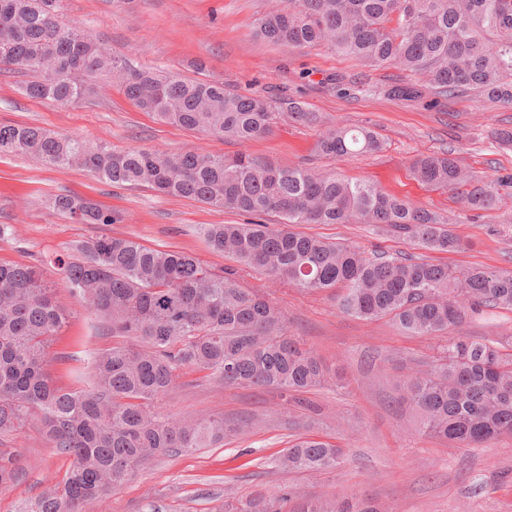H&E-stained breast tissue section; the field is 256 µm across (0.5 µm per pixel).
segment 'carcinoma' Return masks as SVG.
<instances>
[{"label":"carcinoma","mask_w":512,"mask_h":512,"mask_svg":"<svg viewBox=\"0 0 512 512\" xmlns=\"http://www.w3.org/2000/svg\"><path fill=\"white\" fill-rule=\"evenodd\" d=\"M61 0H0V67L29 76L34 100L71 105L99 80L117 81L142 112L219 139L246 142L272 131L280 115L299 124L319 116L296 98L234 92L220 79L131 65L101 41L66 24ZM269 41L289 48L327 45L371 69L397 67L421 77L380 89L391 99L434 107L473 92L492 105L512 103V0H288L255 20ZM384 141L369 127L332 126L318 140L326 156L375 154ZM28 154L60 166L77 165L116 185H146L162 195L276 223L207 224L214 251L235 258L219 271L197 257L151 249L136 240L96 237L50 258L70 295L103 318L125 343L96 353L85 389L59 386L48 370L56 337L70 323L39 269L0 263V434L40 413L46 446L72 457L62 479L21 512H87L159 457L191 454L248 434L250 417L177 419L154 402L188 369L226 386L300 395L335 383L336 374L288 330L277 303L242 285L254 269L304 294L338 289L337 308L360 320L389 318L401 332L439 341L433 359L398 380L404 403L420 415L421 431L456 447H476L512 434V352L500 341L462 334L483 309L512 311V272L457 270L420 256L367 252L293 230L297 224H374L420 249L454 253L463 243L439 214L409 205L368 181L335 172L275 165L239 154L104 145L40 127L0 126V155ZM414 177L445 189L469 212L491 209L512 174L481 180L450 151L416 157ZM50 207L77 224H110L96 202L56 195ZM346 449L301 436L279 457L295 471L335 472ZM224 512H389L367 495L298 498L293 489H261L224 501Z\"/></svg>","instance_id":"cac0c4a2"}]
</instances>
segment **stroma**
<instances>
[{
  "label": "stroma",
  "instance_id": "obj_1",
  "mask_svg": "<svg viewBox=\"0 0 512 512\" xmlns=\"http://www.w3.org/2000/svg\"><path fill=\"white\" fill-rule=\"evenodd\" d=\"M269 0H62L66 21L81 26L133 66L177 70L219 78L238 93L293 96L321 116L322 124L368 126L385 142L383 151L333 158L318 152L322 125L279 122L268 136L247 143L206 137L159 122L138 110L119 84L102 81L82 101L58 106L27 98L23 75L0 73V125H25L72 134L115 150L159 147L231 157L246 152L283 166L334 170L373 182L415 206L441 213L470 247L434 253L436 264L483 265L512 271V197L481 217H471L443 189L427 187L411 173L421 154L452 150L473 174L493 179L512 174V147L497 134L512 128V104L495 107L471 96L430 108L419 102L371 95L372 87L403 80L397 69L369 70L323 46L288 48L254 28ZM342 79L344 95L330 87ZM68 194L111 209L110 224H74L52 211L48 198ZM248 215L199 201L161 196L148 188L102 181L78 166L37 163L23 155L0 157V263L28 265L99 236L133 237L144 246L193 253L214 268L231 266L197 232L201 224H243ZM299 232L387 253H416L409 242L384 235L371 224H302ZM72 321L58 336L59 358L50 371L57 383L84 388L92 382L91 359L113 344L98 319L64 287L59 272L43 269ZM243 284L261 290L285 311L290 330L339 373L338 386L307 393L306 406L287 402L272 389L227 386L183 372L159 407L176 417L221 414L253 417L245 439L190 455L152 461L125 486L107 493L90 512H218L225 497L255 489L279 494L295 488L329 498L369 495L397 512H512V436L478 448H458L424 435L417 414L399 402L396 381L429 359L435 342L401 334L389 320L361 321L339 313L329 293L304 295L291 285L249 270ZM329 436L347 448L340 471L310 474L283 470L276 461L297 433ZM0 456L9 458L15 481L0 485V512H20L25 502L60 479L70 457L47 447L38 418L0 435Z\"/></svg>",
  "mask_w": 512,
  "mask_h": 512
}]
</instances>
